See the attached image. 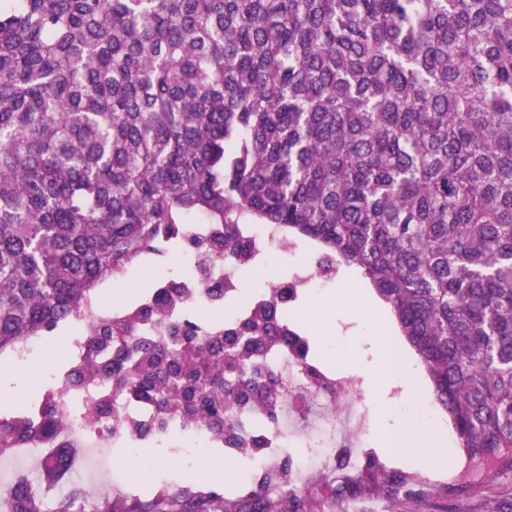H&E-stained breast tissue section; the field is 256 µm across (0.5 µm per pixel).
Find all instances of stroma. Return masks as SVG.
Masks as SVG:
<instances>
[{
	"label": "stroma",
	"instance_id": "stroma-1",
	"mask_svg": "<svg viewBox=\"0 0 512 512\" xmlns=\"http://www.w3.org/2000/svg\"><path fill=\"white\" fill-rule=\"evenodd\" d=\"M188 257L187 252L150 256L134 278L112 288V295L137 298L165 278L176 277ZM294 317L301 324L310 351L308 358L336 377L352 380L368 408L370 434L364 440L350 439L338 449L330 467L307 468L290 475L298 489L303 512H512V466L503 465L493 472H476L461 447L451 421L442 428L452 453L451 465L425 470L411 461L389 455L374 434L379 426L394 427L384 411L397 401L407 400L409 387L398 382L378 387L376 373L381 364L378 339L368 337L372 326L383 327L397 335L390 309L379 303L376 312L364 314L347 303L319 308L312 297L300 296L294 305ZM152 458L150 478L180 484L184 464L145 449ZM112 469L144 487L142 467H131L130 457L121 448L112 451Z\"/></svg>",
	"mask_w": 512,
	"mask_h": 512
}]
</instances>
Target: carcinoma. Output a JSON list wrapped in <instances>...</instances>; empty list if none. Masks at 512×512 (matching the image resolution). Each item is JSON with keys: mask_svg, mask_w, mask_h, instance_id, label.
<instances>
[{"mask_svg": "<svg viewBox=\"0 0 512 512\" xmlns=\"http://www.w3.org/2000/svg\"><path fill=\"white\" fill-rule=\"evenodd\" d=\"M193 219L224 225L242 272L241 224L355 268L470 458L512 461V0H0V354ZM286 301L222 339L192 321L129 337L114 366L140 368L117 390L259 452L230 403L275 419L281 384L255 353L308 350ZM58 421H0V448ZM281 473L275 499L106 494L92 512H299ZM85 501L51 511L21 479L0 487L7 512Z\"/></svg>", "mask_w": 512, "mask_h": 512, "instance_id": "carcinoma-1", "label": "carcinoma"}]
</instances>
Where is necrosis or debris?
<instances>
[{
    "label": "necrosis or debris",
    "instance_id": "obj_1",
    "mask_svg": "<svg viewBox=\"0 0 512 512\" xmlns=\"http://www.w3.org/2000/svg\"><path fill=\"white\" fill-rule=\"evenodd\" d=\"M223 231L219 224H183L179 227L181 239L199 243L184 270L178 275V295L166 296L163 289H155L152 295L132 303L121 298L97 296L89 305L78 310L70 323V334L66 339L65 355L47 372V388L42 400L29 404L21 412L20 419L36 424L42 417L44 403L57 408L63 424L52 435L50 441L21 442L0 451V472L37 483L38 472L55 461L53 446L61 444L85 447L87 459L70 475L69 482L57 485L54 497L69 496L70 482H78L86 488L97 489L104 462L112 454L115 444H122L128 454H140L146 447L169 448L173 459L184 461L208 457L223 448L224 439L209 427L187 430L182 415L174 413L164 427L154 424L156 412L152 405L134 394L116 395L112 392V376L100 367L88 364L89 344L97 335L102 321H124L135 328L137 335L168 341L170 323L188 319L197 323L202 335L220 336L224 331L242 321L247 311L237 308L232 314L215 318L197 316L198 307H213L211 289L222 286L225 291L237 288L236 267L223 250L212 249L210 243ZM243 239L254 258L253 268H267L266 257L276 249L283 256H290L294 249L284 246L281 234L269 224H247L243 227ZM159 309L158 317L143 320L139 314L142 307ZM262 367L277 372L285 390L281 399L277 420L267 425V447L261 454L250 459L254 471L268 474L269 488L280 486L275 459L278 449L288 446L309 449L305 463L309 466H324L334 460L336 450L344 434V423L354 422L355 413H347L344 422L326 416L325 410L333 405L332 389L349 390L353 384L325 376L314 365L286 358L280 351L269 350L261 357ZM111 405L118 410L122 426L118 435L106 434L110 419L101 414L102 405ZM150 424L152 435L139 433L141 426Z\"/></svg>",
    "mask_w": 512,
    "mask_h": 512
}]
</instances>
